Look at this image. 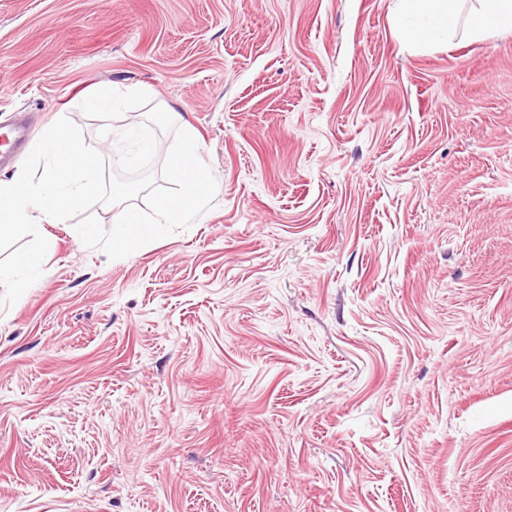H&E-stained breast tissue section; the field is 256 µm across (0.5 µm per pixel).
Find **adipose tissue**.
I'll return each instance as SVG.
<instances>
[{"label": "adipose tissue", "instance_id": "obj_1", "mask_svg": "<svg viewBox=\"0 0 512 512\" xmlns=\"http://www.w3.org/2000/svg\"><path fill=\"white\" fill-rule=\"evenodd\" d=\"M458 0H399L393 24L409 43L437 39L452 41L456 34L479 41L500 29H512V0H476L472 21L465 31L457 29Z\"/></svg>", "mask_w": 512, "mask_h": 512}]
</instances>
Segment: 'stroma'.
Masks as SVG:
<instances>
[{
	"mask_svg": "<svg viewBox=\"0 0 512 512\" xmlns=\"http://www.w3.org/2000/svg\"><path fill=\"white\" fill-rule=\"evenodd\" d=\"M396 8L0 0V123L69 118L114 176L157 105L218 184L118 260L40 225L0 512H512V30L408 46Z\"/></svg>",
	"mask_w": 512,
	"mask_h": 512,
	"instance_id": "35a3bbf8",
	"label": "stroma"
}]
</instances>
